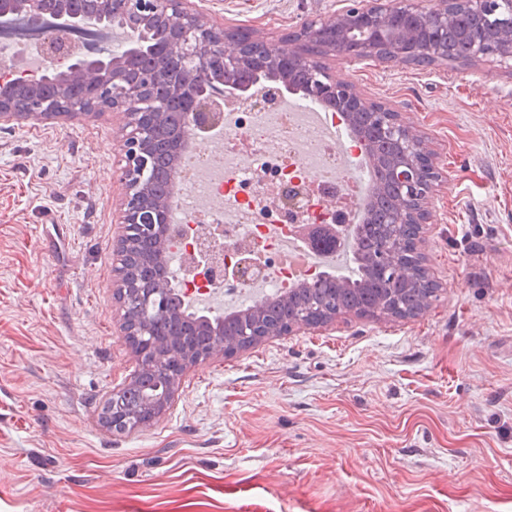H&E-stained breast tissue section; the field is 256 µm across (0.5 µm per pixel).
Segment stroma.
Instances as JSON below:
<instances>
[{
    "instance_id": "1",
    "label": "stroma",
    "mask_w": 512,
    "mask_h": 512,
    "mask_svg": "<svg viewBox=\"0 0 512 512\" xmlns=\"http://www.w3.org/2000/svg\"><path fill=\"white\" fill-rule=\"evenodd\" d=\"M195 5L276 39L339 2ZM325 63L437 154V300L203 360L114 433L122 120L0 122V512H512V58Z\"/></svg>"
}]
</instances>
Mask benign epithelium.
I'll list each match as a JSON object with an SVG mask.
<instances>
[{"instance_id":"obj_1","label":"benign epithelium","mask_w":512,"mask_h":512,"mask_svg":"<svg viewBox=\"0 0 512 512\" xmlns=\"http://www.w3.org/2000/svg\"><path fill=\"white\" fill-rule=\"evenodd\" d=\"M0 0V16H25L41 33V50L51 66L37 81L0 83V122L12 120L76 119L95 110L121 114L127 130L123 140L125 166L120 182L121 223L160 224L166 216L168 197L154 198L136 178V168L148 164L156 133L173 123L195 127L197 138L221 121L228 100L262 105L273 103L282 89L291 88L290 69L314 68L309 87L312 96L336 101L346 119L355 112L387 116V131L398 145L390 166L392 182L409 204L394 216L395 224H419L417 246L426 242L428 204L443 173L428 137L392 107L370 100L354 83L336 78L329 67H314L312 57L341 56L383 63L412 64L422 58L444 61V32L434 29L428 41L421 31L431 14L448 20L469 13L477 21L467 30L472 62L512 57V16L499 17L500 0H433L431 8L421 0H344V6L327 16L300 25L291 34L268 40L259 32L241 41L230 28L216 26L196 8L193 0H96L92 15L70 12L68 0ZM132 12L144 23L164 31L165 41L155 68L137 72L130 60L142 48L138 30H129L126 51L108 59L90 46L78 49L61 38L63 32L87 31L108 26L112 15ZM272 337L259 311L247 313L242 337L218 338L209 356L228 357ZM140 366L174 383L198 362L185 339L159 352L143 342L136 352ZM109 397L114 424L134 422L124 414L120 396Z\"/></svg>"}]
</instances>
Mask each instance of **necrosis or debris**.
I'll use <instances>...</instances> for the list:
<instances>
[{"label": "necrosis or debris", "mask_w": 512, "mask_h": 512, "mask_svg": "<svg viewBox=\"0 0 512 512\" xmlns=\"http://www.w3.org/2000/svg\"><path fill=\"white\" fill-rule=\"evenodd\" d=\"M9 26L10 34H0V59L34 75L38 40L26 35L25 19L11 18ZM233 137L257 144L248 166L225 152V139ZM181 169L168 280L209 307H247L331 273L343 258L340 243L307 258L301 229L328 224L344 235L360 221L370 180L343 119L301 96L273 107L226 105L223 137L196 145ZM203 237L212 247L205 256L198 253ZM246 260L261 272L242 281L234 273Z\"/></svg>", "instance_id": "necrosis-or-debris-1"}]
</instances>
